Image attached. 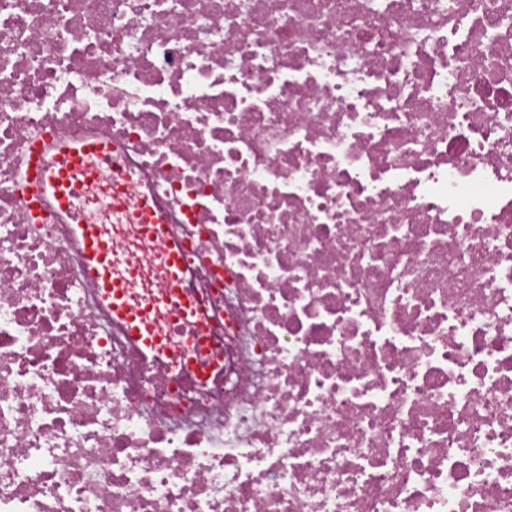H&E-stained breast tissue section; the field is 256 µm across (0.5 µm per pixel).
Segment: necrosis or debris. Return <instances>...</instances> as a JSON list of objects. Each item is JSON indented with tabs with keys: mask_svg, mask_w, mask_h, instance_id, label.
<instances>
[{
	"mask_svg": "<svg viewBox=\"0 0 512 512\" xmlns=\"http://www.w3.org/2000/svg\"><path fill=\"white\" fill-rule=\"evenodd\" d=\"M112 270L172 224L209 375ZM0 512H512V0H0ZM64 163L56 168L40 164L44 147L35 145L28 164L27 182L30 194L39 201H47L58 212L69 214L70 194L78 174L84 173V163L90 156H102L108 145L97 137H89L77 143L56 146ZM71 235L76 242L89 275L98 289L112 322L119 324L130 344L139 350H155L160 341L148 331L144 313L131 302L126 288L129 281L112 278V243L103 239L95 224H82L72 219Z\"/></svg>",
	"mask_w": 512,
	"mask_h": 512,
	"instance_id": "1",
	"label": "necrosis or debris"
}]
</instances>
